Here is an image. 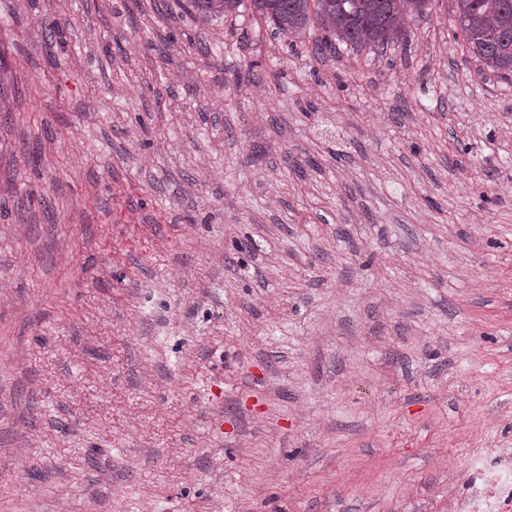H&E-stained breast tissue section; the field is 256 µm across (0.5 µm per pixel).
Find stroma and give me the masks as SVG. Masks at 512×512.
<instances>
[{
	"mask_svg": "<svg viewBox=\"0 0 512 512\" xmlns=\"http://www.w3.org/2000/svg\"><path fill=\"white\" fill-rule=\"evenodd\" d=\"M453 4L317 61L0 0V512H444L512 446V75Z\"/></svg>",
	"mask_w": 512,
	"mask_h": 512,
	"instance_id": "obj_1",
	"label": "stroma"
}]
</instances>
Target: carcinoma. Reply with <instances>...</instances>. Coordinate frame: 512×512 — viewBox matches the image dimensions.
<instances>
[{"mask_svg": "<svg viewBox=\"0 0 512 512\" xmlns=\"http://www.w3.org/2000/svg\"><path fill=\"white\" fill-rule=\"evenodd\" d=\"M455 18L468 51L497 76L512 73V0H454ZM241 0H192L200 18L229 17ZM429 0H250L257 19L290 37L304 35L313 20L328 35L313 40L322 57L339 41L350 46L365 43L385 47L404 34L406 19L422 16Z\"/></svg>", "mask_w": 512, "mask_h": 512, "instance_id": "1", "label": "carcinoma"}]
</instances>
